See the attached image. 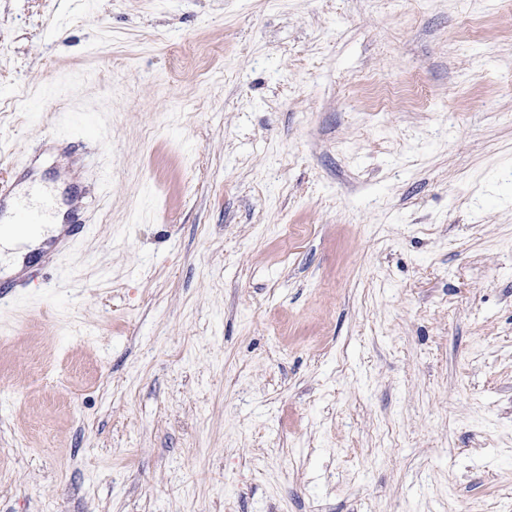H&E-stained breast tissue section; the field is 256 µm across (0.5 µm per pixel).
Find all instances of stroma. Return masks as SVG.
Returning a JSON list of instances; mask_svg holds the SVG:
<instances>
[{"mask_svg": "<svg viewBox=\"0 0 512 512\" xmlns=\"http://www.w3.org/2000/svg\"><path fill=\"white\" fill-rule=\"evenodd\" d=\"M0 155V512H512V0H0ZM13 207L14 224L0 226V267L5 276H15L24 270L26 258L38 251L50 252V242L63 236L65 228L60 223L62 215L46 217L50 224H42L44 216L53 210L55 200L45 197L37 208L27 200L17 199L10 180L0 183V213L2 208ZM37 224L39 226L35 227ZM23 228H33L22 231Z\"/></svg>", "mask_w": 512, "mask_h": 512, "instance_id": "obj_1", "label": "stroma"}]
</instances>
